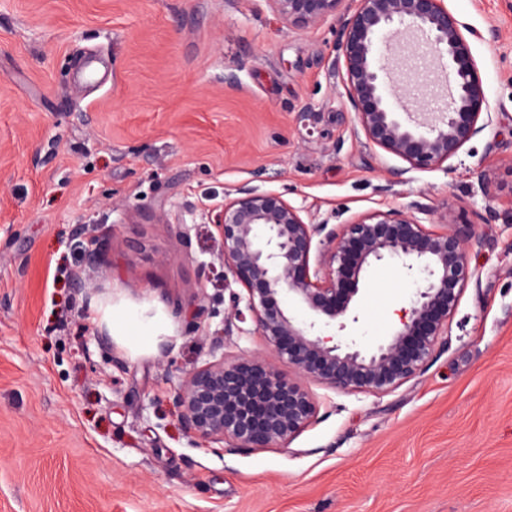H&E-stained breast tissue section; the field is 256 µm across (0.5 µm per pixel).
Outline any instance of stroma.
<instances>
[{
    "label": "stroma",
    "mask_w": 512,
    "mask_h": 512,
    "mask_svg": "<svg viewBox=\"0 0 512 512\" xmlns=\"http://www.w3.org/2000/svg\"><path fill=\"white\" fill-rule=\"evenodd\" d=\"M448 6L492 120L449 170L408 172L354 120L338 19L0 0V512H512V0ZM242 188L331 224L418 202L427 228L473 225L478 278L418 376L384 395L308 382L317 415L288 447L220 453L190 443L172 391L223 329L202 210ZM415 288L372 268L348 334L377 346Z\"/></svg>",
    "instance_id": "35a3bbf8"
}]
</instances>
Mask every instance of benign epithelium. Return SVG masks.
<instances>
[{
  "instance_id": "1",
  "label": "benign epithelium",
  "mask_w": 512,
  "mask_h": 512,
  "mask_svg": "<svg viewBox=\"0 0 512 512\" xmlns=\"http://www.w3.org/2000/svg\"><path fill=\"white\" fill-rule=\"evenodd\" d=\"M297 27L340 19L334 61L369 144L408 164L436 170L458 157L483 129L491 105L467 35L473 31L447 0H268ZM408 33L406 49L446 60L445 97L422 96L400 113L393 102L408 85L391 71L390 52ZM222 241L224 337L259 334L268 351L221 354L182 377L173 392L191 442L225 451L286 448L316 415L309 391L285 379L280 364L333 390L390 393L420 374L448 335V320L475 277L468 264L472 233L432 231L402 210L372 212L346 224L305 221L302 210L274 192L241 189L208 211ZM399 261L420 277L399 325L365 350L343 334L357 321L360 280L380 264ZM238 288H232V285ZM306 307L295 316L284 299ZM334 326L337 333L326 334Z\"/></svg>"
}]
</instances>
